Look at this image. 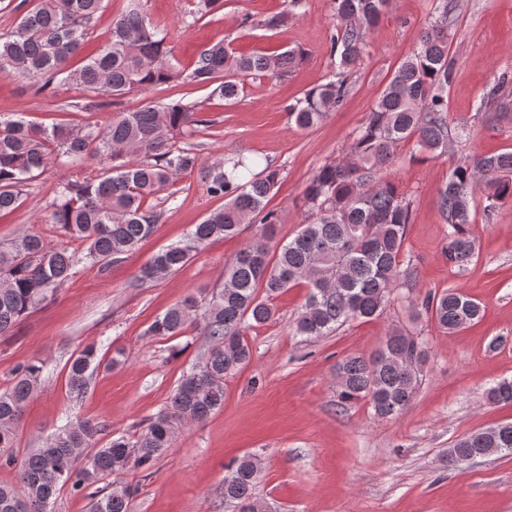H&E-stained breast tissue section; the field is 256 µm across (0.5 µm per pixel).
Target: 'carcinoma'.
<instances>
[{"label":"carcinoma","instance_id":"carcinoma-1","mask_svg":"<svg viewBox=\"0 0 512 512\" xmlns=\"http://www.w3.org/2000/svg\"><path fill=\"white\" fill-rule=\"evenodd\" d=\"M104 0H37L16 25L0 30V74L44 79L89 98L72 104L76 111L110 97L118 105L131 92L184 83L213 87L235 102L245 78H278L304 57L293 48L271 55H243L220 40L202 50L194 67H179L167 28L146 13L143 0H128L124 14L112 20L107 41L75 65ZM283 0V10L263 25L276 29L301 5ZM389 0H334L332 79L311 88L288 106L289 120L300 129L323 122L346 97L345 70L362 59L367 40ZM438 16L422 32L413 53L394 71L375 108L350 144L346 157L319 167L304 189L310 218L276 251L277 214L266 209L280 180L279 169L254 158L223 157L199 166L195 144L211 120L189 103L145 104L119 110L104 126L42 124L22 116L0 114V212L14 209L28 182L54 160L73 165L91 160L97 174L65 179L48 205L46 223L88 244V256L107 269L155 231L159 214L152 206L175 178L200 169L207 195L224 200L194 225L185 243L170 246L145 263L138 285L183 268L193 252L211 239L234 237L243 224H260V236L248 241L224 269V285L207 297L193 294L169 308L148 328L149 336H179L197 321L209 340L198 364L183 375L167 407L131 440L124 435L97 448L100 426L69 423L45 443L28 449L16 466V483L0 484V512H48L68 485L77 493L111 476L110 490L97 494L90 512H131L138 487L124 481L131 472H148L171 447L175 431L186 422L201 423L224 404V380L251 358L248 331L276 315L273 300L290 288H307L305 303L294 318L292 333L309 339L329 336L346 324L383 316L404 294L414 316L425 315L437 329L456 334L484 315V307L461 290L448 288L419 297L418 270L405 249L411 201L396 185L379 177L394 161L397 147L411 145V158L429 160L448 152V26L452 7L440 0ZM180 139L187 140L183 146ZM485 188L483 211L512 200V152L467 156L448 171L437 206L448 224L445 256L463 269L478 258L475 193ZM75 258L35 234H24L11 250H0V335L55 295L73 275ZM427 344L404 327L388 330L368 357L346 356L336 362V404L346 408L365 402L373 415L398 418L411 406L423 380ZM102 365L95 345L72 358L67 371L70 390L84 393ZM45 372L39 361L19 366L12 386L0 391V451L14 447L15 428ZM491 404H512V380L489 387ZM512 454V422L471 432L448 449V468L460 457ZM262 462L254 454L234 461L224 476V500L237 512H267L255 496Z\"/></svg>","mask_w":512,"mask_h":512}]
</instances>
